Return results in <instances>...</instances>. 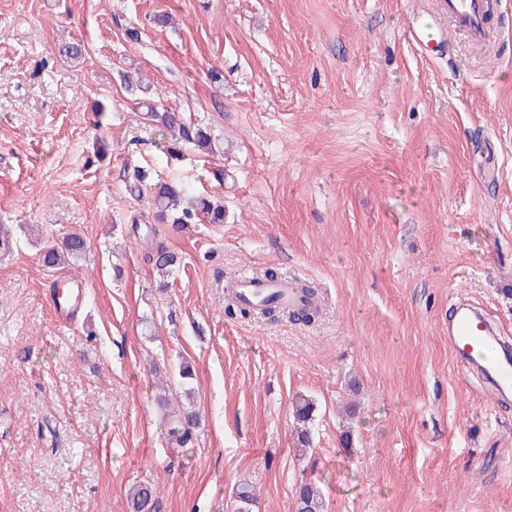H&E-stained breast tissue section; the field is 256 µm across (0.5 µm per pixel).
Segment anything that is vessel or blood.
Here are the masks:
<instances>
[{
  "label": "vessel or blood",
  "mask_w": 512,
  "mask_h": 512,
  "mask_svg": "<svg viewBox=\"0 0 512 512\" xmlns=\"http://www.w3.org/2000/svg\"><path fill=\"white\" fill-rule=\"evenodd\" d=\"M447 26L429 22L413 27L412 40L418 45L442 51L447 29H454L470 42L488 40L497 0H442ZM448 342L456 359L468 370L485 376L500 399L512 397V344L506 343L500 328L475 305L460 303L448 321Z\"/></svg>",
  "instance_id": "1"
}]
</instances>
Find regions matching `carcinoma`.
Wrapping results in <instances>:
<instances>
[{
    "instance_id": "cac0c4a2",
    "label": "carcinoma",
    "mask_w": 512,
    "mask_h": 512,
    "mask_svg": "<svg viewBox=\"0 0 512 512\" xmlns=\"http://www.w3.org/2000/svg\"><path fill=\"white\" fill-rule=\"evenodd\" d=\"M140 92V104L146 108L145 116L163 133L171 136L175 142L190 144L207 155L213 154L215 147L213 137L202 126L185 119L181 113L161 108L156 100V92L150 86H137ZM126 190L129 194L143 198L154 211L156 219L180 227L185 224L224 223V206L216 204L204 195H193L175 183L164 180L148 179L146 172L139 168L133 169L127 176ZM87 251V241L80 235L71 234L61 244L45 247L42 254L44 266L54 268L67 265L71 260L82 258ZM154 268L163 273L170 272L177 264L178 257L159 245L149 256ZM293 415L300 425L298 441L302 451L310 446L309 424L313 415V402L307 397L298 398L293 404ZM174 418L169 434L176 443L185 447L191 444L193 430L197 425V414L194 410L182 409L171 413ZM296 512H324V504L320 492L314 484L303 480L295 493ZM256 501V494L248 485L239 488L234 502V512H250ZM160 508L159 491L156 484L149 481L141 482L132 488L130 493V512H158Z\"/></svg>"
}]
</instances>
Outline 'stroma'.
I'll return each mask as SVG.
<instances>
[{"label":"stroma","mask_w":512,"mask_h":512,"mask_svg":"<svg viewBox=\"0 0 512 512\" xmlns=\"http://www.w3.org/2000/svg\"><path fill=\"white\" fill-rule=\"evenodd\" d=\"M441 12L0 0V224L18 229L0 255V512H129L143 480L160 512H232L244 484L252 512H292L304 476L325 512H512V400L448 346L463 300L512 336V0L490 45L455 37L430 57L409 32ZM69 42L81 59L61 56ZM128 76L223 152L169 158ZM137 166L222 201L224 222L135 236ZM72 232L83 259L45 267L36 236ZM160 244L179 257L163 291L147 259ZM264 268L317 288L315 325L225 315V276ZM64 273L86 282L66 320ZM183 361L200 416L186 448L156 402L179 394ZM313 408V402L307 397H300L293 404V415L300 425L298 441L304 447L299 449L302 453H306L307 449H310L306 447H309L311 443L309 424L312 419Z\"/></svg>","instance_id":"obj_1"}]
</instances>
